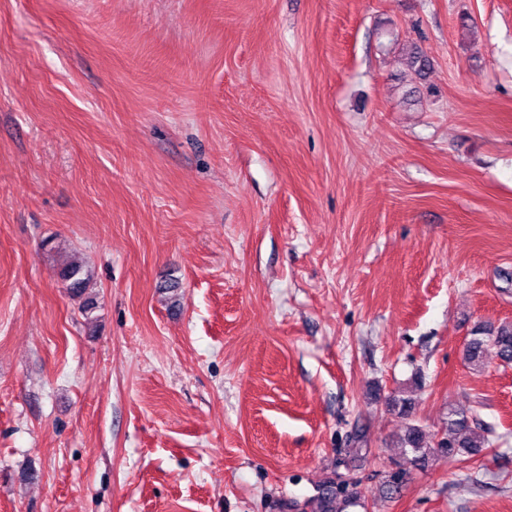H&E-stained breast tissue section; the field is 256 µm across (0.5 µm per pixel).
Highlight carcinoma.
<instances>
[{"mask_svg":"<svg viewBox=\"0 0 512 512\" xmlns=\"http://www.w3.org/2000/svg\"><path fill=\"white\" fill-rule=\"evenodd\" d=\"M409 64L417 73L430 69L431 62L423 51L414 46L407 50ZM60 278L70 295L80 301V310L91 317L95 308L91 288L92 273L79 264H70L61 268ZM505 366L512 365V323L504 322L498 326L480 327L466 343L465 358L469 364L479 367L484 364L488 351ZM488 440L481 437L473 426V419L467 412L449 409L448 416L432 440H427L426 432L418 425H409L401 439V447L410 449L412 463L426 466L430 461L467 455H479L485 449ZM360 482L350 475L337 474L319 488L314 512H349L361 503Z\"/></svg>","mask_w":512,"mask_h":512,"instance_id":"1","label":"carcinoma"}]
</instances>
